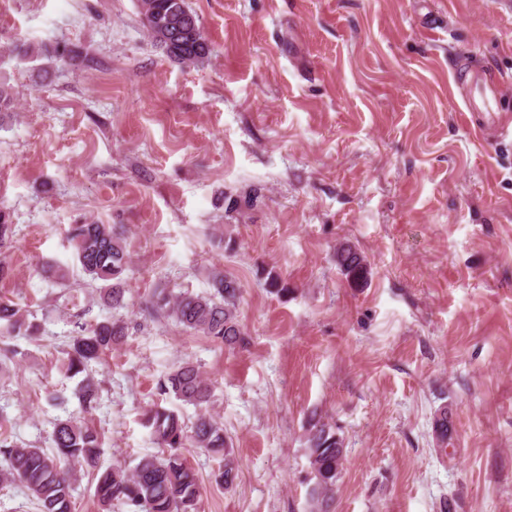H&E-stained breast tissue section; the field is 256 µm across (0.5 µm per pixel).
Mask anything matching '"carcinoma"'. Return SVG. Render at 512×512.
<instances>
[{
    "label": "carcinoma",
    "instance_id": "cac0c4a2",
    "mask_svg": "<svg viewBox=\"0 0 512 512\" xmlns=\"http://www.w3.org/2000/svg\"><path fill=\"white\" fill-rule=\"evenodd\" d=\"M142 22L153 41L167 56L184 65H197L211 54V45L196 15L186 0H141ZM12 86L0 80V122L14 111ZM69 242L75 249L76 268L46 262L39 275L62 288L74 283L80 273L96 284V295L106 307L126 306V276L130 270L123 232L111 224L89 222L72 225ZM336 264L346 278L359 283L368 279L370 269L363 256L350 244L336 249ZM212 291L194 294L174 292L158 282L142 302V311L151 317L172 319L187 331L202 334L229 348L245 343L238 319L237 302L241 284L217 271L211 278ZM0 327L16 335L33 337L37 327L27 320L18 304L0 298ZM126 321L114 316L80 326L69 344L63 363L67 375H84L77 396L86 412L97 408L100 387L89 372L104 356L122 344L128 336ZM159 396L174 395L198 409L188 424L174 411L155 408L146 415L147 426L158 447L145 454L133 468L114 464L98 471L104 454L101 434L94 428L69 417L54 423L52 441L55 452L47 454L33 445H18L0 436V485L22 484L37 500L40 512H74L73 492L82 472H95V497L101 512H112L118 504L127 512H197L201 480L181 449L191 445L221 456L216 480L228 489L239 471V461L229 448L224 428L209 406L213 388L199 366L186 360L159 379ZM307 444L315 482L309 491L310 512H328L334 499L346 458L344 440L324 420H308Z\"/></svg>",
    "mask_w": 512,
    "mask_h": 512
}]
</instances>
